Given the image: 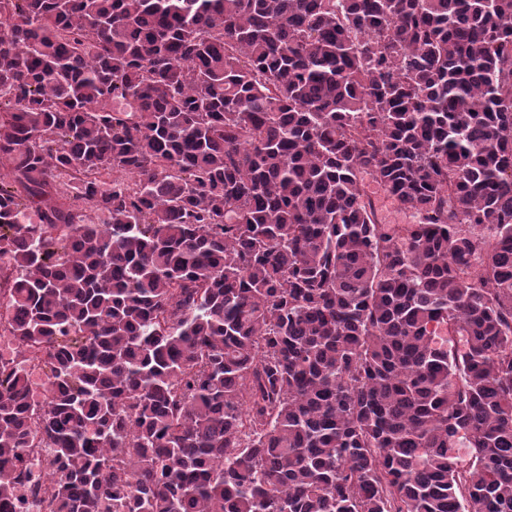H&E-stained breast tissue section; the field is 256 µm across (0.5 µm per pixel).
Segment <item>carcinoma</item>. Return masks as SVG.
<instances>
[{
    "label": "carcinoma",
    "mask_w": 512,
    "mask_h": 512,
    "mask_svg": "<svg viewBox=\"0 0 512 512\" xmlns=\"http://www.w3.org/2000/svg\"><path fill=\"white\" fill-rule=\"evenodd\" d=\"M5 161L0 512H512V0H0ZM378 213L386 216L392 222L405 224L412 220L410 212L400 209L399 204L385 197L383 193H378L375 197Z\"/></svg>",
    "instance_id": "obj_1"
}]
</instances>
